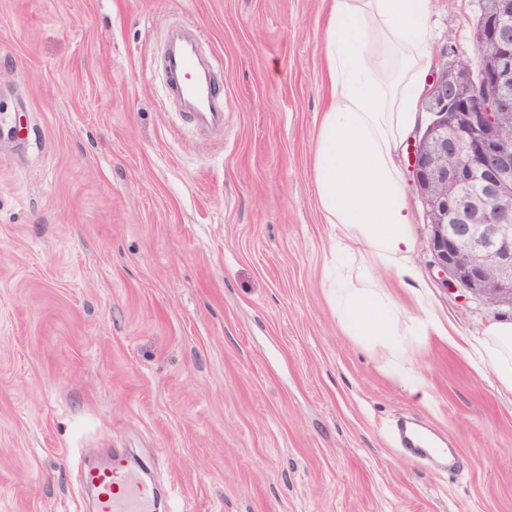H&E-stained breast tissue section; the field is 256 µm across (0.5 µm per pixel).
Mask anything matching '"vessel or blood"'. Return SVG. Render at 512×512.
Wrapping results in <instances>:
<instances>
[{"label":"vessel or blood","instance_id":"obj_1","mask_svg":"<svg viewBox=\"0 0 512 512\" xmlns=\"http://www.w3.org/2000/svg\"><path fill=\"white\" fill-rule=\"evenodd\" d=\"M170 95L182 107V115L206 131L224 132V83L214 64L203 61L196 41L176 42L163 58ZM399 442L410 455L436 461L441 454L428 447L429 429L411 421L400 422ZM149 463L127 459L107 461L88 468L84 482L96 493L97 512H159L160 492L148 478Z\"/></svg>","mask_w":512,"mask_h":512}]
</instances>
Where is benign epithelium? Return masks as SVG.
<instances>
[{"instance_id":"benign-epithelium-1","label":"benign epithelium","mask_w":512,"mask_h":512,"mask_svg":"<svg viewBox=\"0 0 512 512\" xmlns=\"http://www.w3.org/2000/svg\"><path fill=\"white\" fill-rule=\"evenodd\" d=\"M475 37V60L433 82L437 117L410 143V172L445 285L511 307L512 138L481 103L512 117V0H493Z\"/></svg>"}]
</instances>
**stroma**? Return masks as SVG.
I'll return each mask as SVG.
<instances>
[{
    "label": "stroma",
    "mask_w": 512,
    "mask_h": 512,
    "mask_svg": "<svg viewBox=\"0 0 512 512\" xmlns=\"http://www.w3.org/2000/svg\"><path fill=\"white\" fill-rule=\"evenodd\" d=\"M483 6L431 0L432 75L475 58ZM324 20L323 0H0V512H90L79 466L114 448L154 457L180 512H512V395L423 335L415 297L461 336L512 308L441 283L416 189L415 279L371 271L407 335L336 317ZM174 25L223 73L221 139L169 103ZM403 416L456 471L398 448Z\"/></svg>",
    "instance_id": "stroma-1"
}]
</instances>
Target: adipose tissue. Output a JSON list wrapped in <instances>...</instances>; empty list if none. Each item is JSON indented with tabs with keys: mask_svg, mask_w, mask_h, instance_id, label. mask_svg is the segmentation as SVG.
<instances>
[{
	"mask_svg": "<svg viewBox=\"0 0 512 512\" xmlns=\"http://www.w3.org/2000/svg\"><path fill=\"white\" fill-rule=\"evenodd\" d=\"M321 57L329 87L312 155L318 202L337 225L344 252L365 246L374 264L414 275L413 214L397 164L419 123L432 57L429 0H325ZM336 314L351 335L374 342L397 335L394 303L355 260L341 268ZM512 393V323L491 324L469 342Z\"/></svg>",
	"mask_w": 512,
	"mask_h": 512,
	"instance_id": "ef3b65f1",
	"label": "adipose tissue"
}]
</instances>
